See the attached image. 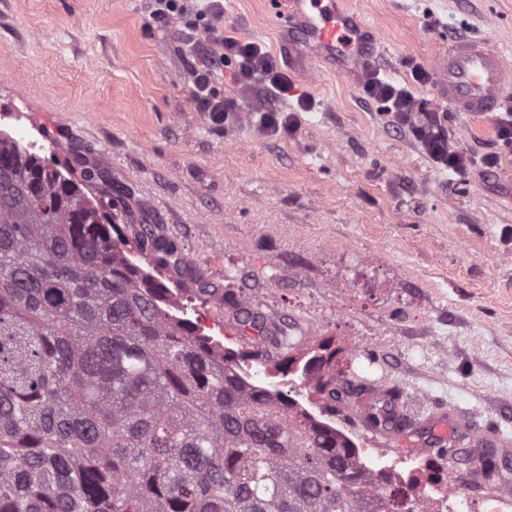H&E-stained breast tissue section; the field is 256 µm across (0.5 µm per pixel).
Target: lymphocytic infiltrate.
Wrapping results in <instances>:
<instances>
[{"instance_id": "1", "label": "lymphocytic infiltrate", "mask_w": 512, "mask_h": 512, "mask_svg": "<svg viewBox=\"0 0 512 512\" xmlns=\"http://www.w3.org/2000/svg\"><path fill=\"white\" fill-rule=\"evenodd\" d=\"M154 6V19L183 22L180 41L191 58L192 97L200 111L212 113L218 121L229 122L236 117L237 101L220 96L213 86L217 72L227 66L232 67L238 82L259 83L272 99L294 96L291 79L276 64L265 44L225 34L220 24L223 0H208L206 8L194 12L190 11L187 0H154ZM364 89L369 98L384 105L393 124L412 131L436 167L464 177L476 165L496 164V156L478 158L455 150L448 136L447 114L423 111L408 87L395 85L373 73Z\"/></svg>"}]
</instances>
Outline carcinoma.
Returning a JSON list of instances; mask_svg holds the SVG:
<instances>
[{"label":"carcinoma","instance_id":"1","mask_svg":"<svg viewBox=\"0 0 512 512\" xmlns=\"http://www.w3.org/2000/svg\"><path fill=\"white\" fill-rule=\"evenodd\" d=\"M127 197L94 207L0 138V512H414L413 483L376 492L348 436L249 383L234 351L160 306L163 289L112 237ZM136 245L291 371L290 337L210 286L176 238L144 227ZM302 376L327 413L376 433L407 425L399 393L370 397L328 344Z\"/></svg>","mask_w":512,"mask_h":512}]
</instances>
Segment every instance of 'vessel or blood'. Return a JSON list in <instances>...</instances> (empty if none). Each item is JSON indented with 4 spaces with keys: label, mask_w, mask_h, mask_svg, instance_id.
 <instances>
[{
    "label": "vessel or blood",
    "mask_w": 512,
    "mask_h": 512,
    "mask_svg": "<svg viewBox=\"0 0 512 512\" xmlns=\"http://www.w3.org/2000/svg\"><path fill=\"white\" fill-rule=\"evenodd\" d=\"M275 9L297 24L291 42L311 57L358 77L370 69L375 30L357 20L343 0H274ZM438 68L442 94L453 112L490 116L512 100V65L482 38L452 41Z\"/></svg>",
    "instance_id": "b4317fda"
}]
</instances>
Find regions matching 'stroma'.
<instances>
[{
  "label": "stroma",
  "mask_w": 512,
  "mask_h": 512,
  "mask_svg": "<svg viewBox=\"0 0 512 512\" xmlns=\"http://www.w3.org/2000/svg\"><path fill=\"white\" fill-rule=\"evenodd\" d=\"M376 27L373 67L409 86L425 107L445 110L437 56L458 38L482 37L512 59V0H350ZM152 0H0V113L56 134L43 154L80 181L93 202L121 184L140 206L116 219L128 251L133 223L157 224L181 242L211 282L292 325L297 352L330 341L348 376L403 394L401 411L424 419L436 406L464 420L495 419L512 441V153L493 118L451 113L456 149L496 166L466 177L436 168L409 129H397L363 82L311 68L288 49V21L269 0H224V28L263 42L296 89L280 107L289 134L260 132L269 104L261 86L217 75L220 96L240 110L231 124L199 111L179 39L180 22L153 19ZM428 74L415 81V68ZM172 306L203 317L211 339L282 384L274 362L252 356L232 320L192 287L156 275ZM467 395H460V388ZM332 426L372 462L416 480L437 512H482L484 492L512 487V453L493 479L478 448L409 460L360 422ZM467 495L454 507L449 487Z\"/></svg>",
  "instance_id": "stroma-1"
}]
</instances>
